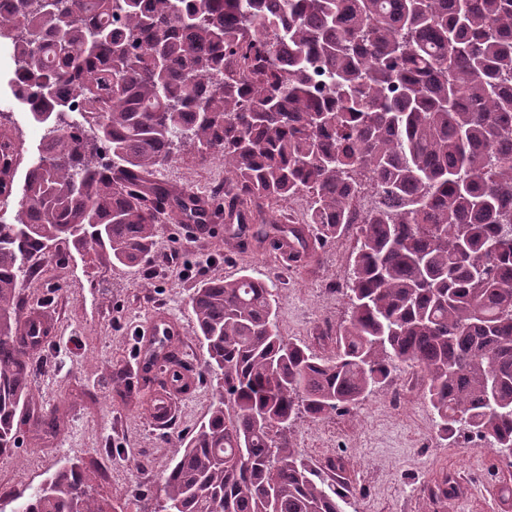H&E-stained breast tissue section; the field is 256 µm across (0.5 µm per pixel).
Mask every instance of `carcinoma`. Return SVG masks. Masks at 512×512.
<instances>
[{
  "label": "carcinoma",
  "mask_w": 512,
  "mask_h": 512,
  "mask_svg": "<svg viewBox=\"0 0 512 512\" xmlns=\"http://www.w3.org/2000/svg\"><path fill=\"white\" fill-rule=\"evenodd\" d=\"M14 95L43 125L13 224H0V456L41 407L42 341L21 334L28 263L59 241L136 266L159 224H254L296 263L352 226L351 314L322 354L285 340L260 277L194 289L217 376L154 512H346L290 429L356 405L399 365L419 368L444 438L512 466V0H7L0 40ZM224 163L232 196L155 178L177 145ZM18 153L0 144V195ZM310 199L306 222L268 217ZM460 492L446 472L424 487ZM24 512H111L67 464Z\"/></svg>",
  "instance_id": "1"
}]
</instances>
